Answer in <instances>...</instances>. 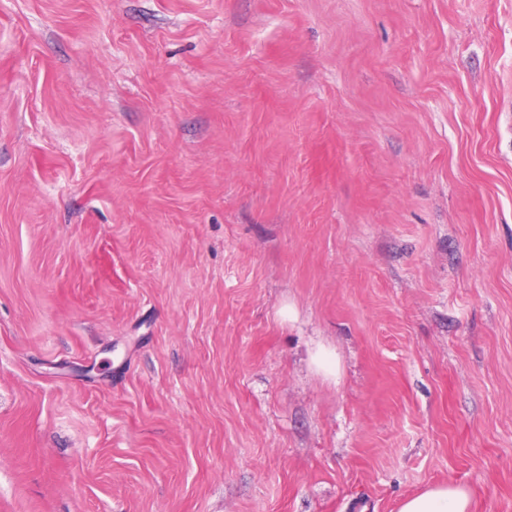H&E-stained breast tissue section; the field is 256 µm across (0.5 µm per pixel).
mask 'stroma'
Here are the masks:
<instances>
[{
  "label": "stroma",
  "instance_id": "obj_1",
  "mask_svg": "<svg viewBox=\"0 0 512 512\" xmlns=\"http://www.w3.org/2000/svg\"><path fill=\"white\" fill-rule=\"evenodd\" d=\"M444 483L512 512V0H0V512Z\"/></svg>",
  "mask_w": 512,
  "mask_h": 512
}]
</instances>
